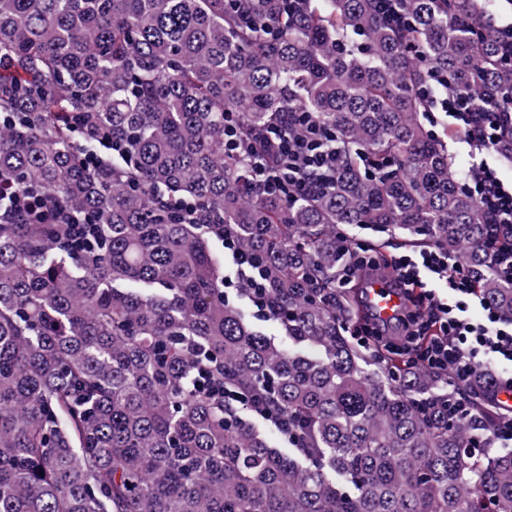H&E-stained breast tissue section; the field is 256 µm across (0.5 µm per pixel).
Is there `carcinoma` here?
<instances>
[{
  "label": "carcinoma",
  "instance_id": "1",
  "mask_svg": "<svg viewBox=\"0 0 512 512\" xmlns=\"http://www.w3.org/2000/svg\"><path fill=\"white\" fill-rule=\"evenodd\" d=\"M489 2L399 0L398 26L374 0H0V176L96 226L74 243L0 197V512H512V449L473 447L492 375L450 393L355 345L336 290L340 233L401 230L512 318V224L422 121L433 71L487 111L512 89ZM295 112L341 163L289 201L224 152V119L262 151ZM96 130L124 151L91 165ZM207 224L261 259L288 342L226 302Z\"/></svg>",
  "mask_w": 512,
  "mask_h": 512
}]
</instances>
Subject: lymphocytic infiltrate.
<instances>
[{"label": "lymphocytic infiltrate", "mask_w": 512, "mask_h": 512, "mask_svg": "<svg viewBox=\"0 0 512 512\" xmlns=\"http://www.w3.org/2000/svg\"><path fill=\"white\" fill-rule=\"evenodd\" d=\"M442 96L431 106L448 118V131L463 140L471 153L494 150L502 129L512 124V105L501 112L485 111L471 90L452 88L445 77H434ZM333 135L307 115H300L297 132L273 129L266 140L269 161L252 160L251 181L259 188L295 198L325 185L336 171L339 157L332 148ZM464 185L479 206L496 223L512 224V181L488 163L472 165ZM360 261L345 265L336 277L345 289L361 274L388 270L404 293L415 296L414 311L405 313L399 341H411L422 331L432 338L424 346L421 363L449 374V384H458L489 371L498 389L512 391V319L503 317L486 302L476 301L474 284L463 261L434 247L402 254L388 261L371 256L365 243L351 240Z\"/></svg>", "instance_id": "f902f5d3"}]
</instances>
